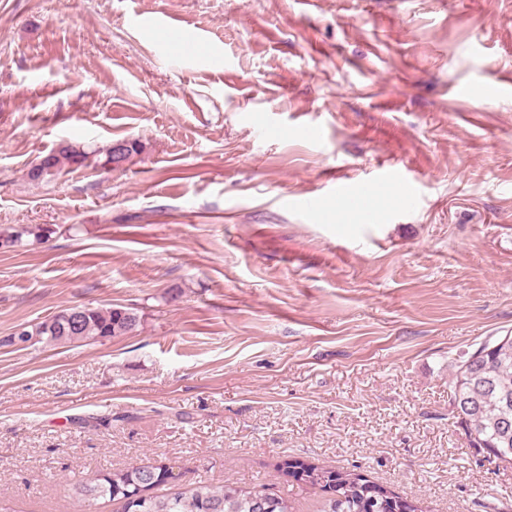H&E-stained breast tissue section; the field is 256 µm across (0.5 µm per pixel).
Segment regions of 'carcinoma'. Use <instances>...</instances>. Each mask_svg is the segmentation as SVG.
Listing matches in <instances>:
<instances>
[{
  "label": "carcinoma",
  "mask_w": 512,
  "mask_h": 512,
  "mask_svg": "<svg viewBox=\"0 0 512 512\" xmlns=\"http://www.w3.org/2000/svg\"><path fill=\"white\" fill-rule=\"evenodd\" d=\"M112 167V146L87 152L62 146L30 170L33 181H50L64 167ZM47 228L26 224L0 228V248H16L23 237L42 241ZM68 310L25 326L31 336L47 345L104 341L125 336L140 326L138 314L125 306L87 307L80 321L71 324ZM448 389L470 447L512 466V334L480 344L459 364ZM276 469L316 494L313 512H421L417 503L368 479L356 470L329 468L291 455L282 456ZM167 467L150 462L112 470L89 482L72 486L83 507L103 499L114 512H293L287 499L265 490H248L233 482L216 489L207 484L177 488L165 477Z\"/></svg>",
  "instance_id": "cac0c4a2"
}]
</instances>
